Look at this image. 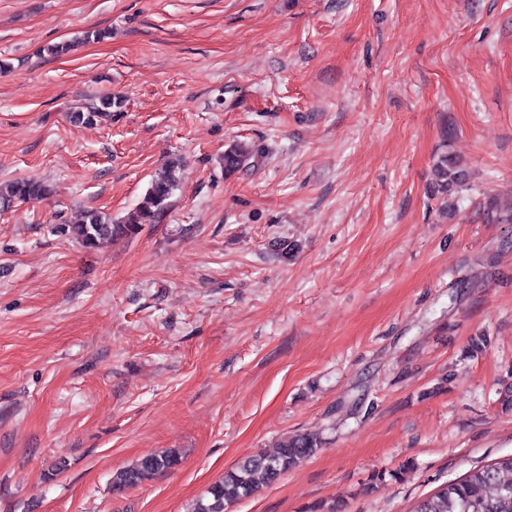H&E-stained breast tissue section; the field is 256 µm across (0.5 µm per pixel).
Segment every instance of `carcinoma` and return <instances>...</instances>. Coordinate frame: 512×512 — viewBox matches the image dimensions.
<instances>
[{"label":"carcinoma","mask_w":512,"mask_h":512,"mask_svg":"<svg viewBox=\"0 0 512 512\" xmlns=\"http://www.w3.org/2000/svg\"><path fill=\"white\" fill-rule=\"evenodd\" d=\"M105 37L107 33L102 30L86 32L72 40L47 46L46 52L52 57H60L91 38L100 40ZM123 107L124 100L109 93L84 110L68 113V120L75 126L92 125L103 116L122 111ZM264 158L262 148L249 142H237L224 151V173L232 174L255 167ZM177 169L178 165L173 163L159 172L136 207L125 217L114 220L100 211L86 210L75 222L61 225L60 232L85 248H97L106 242L135 236L142 225L158 218L169 206V200L179 186ZM469 180V171L459 157L448 150V139H443L433 160L430 196L442 200L443 212L450 215L454 207L449 196ZM50 194L51 186L45 180L20 178L0 185V207L39 202ZM486 219L489 223L511 224L512 207L503 208L491 202L486 209ZM319 447L316 438L296 434L271 451L245 457L197 499L192 512H227L230 504L277 482L290 469L314 455ZM178 463V456L173 452L147 454L112 475V491L121 493L139 485L147 476L168 471ZM413 512H512V454L448 484L434 496L419 502Z\"/></svg>","instance_id":"1"}]
</instances>
